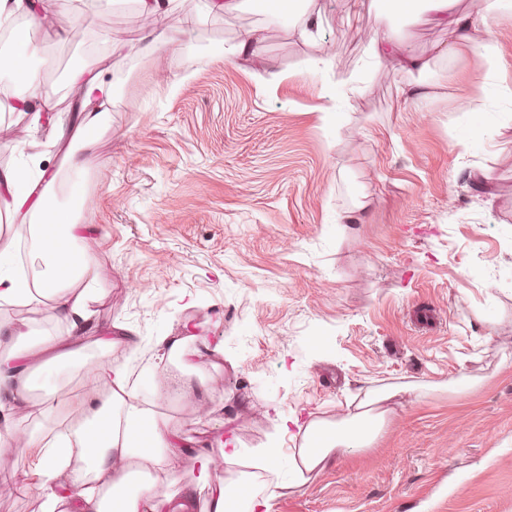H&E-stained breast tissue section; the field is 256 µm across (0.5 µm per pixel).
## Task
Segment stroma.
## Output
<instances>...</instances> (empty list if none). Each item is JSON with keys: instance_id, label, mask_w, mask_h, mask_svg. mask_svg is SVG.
Here are the masks:
<instances>
[{"instance_id": "stroma-1", "label": "stroma", "mask_w": 512, "mask_h": 512, "mask_svg": "<svg viewBox=\"0 0 512 512\" xmlns=\"http://www.w3.org/2000/svg\"><path fill=\"white\" fill-rule=\"evenodd\" d=\"M203 4L170 0L152 14L101 0L85 12L74 0L86 28L47 35L26 59L43 68L56 112L36 126L0 112L11 142L0 173L33 157L55 174L57 202L84 197L78 246L104 272L90 321L135 341L110 359L185 437L277 445L285 488L272 512H512V334L498 330L512 322V24L489 29L502 60L491 79L477 52L448 54L446 28L379 0H318L312 44L301 19L272 20L250 0L226 14ZM191 17L176 47L145 55L144 36ZM252 28L260 56L233 54ZM377 29L429 58L431 98L409 97L412 76L397 64L365 66ZM329 45L331 69L307 73ZM88 66L113 97L82 176L66 160L79 143L70 75ZM263 70L280 81L259 83ZM352 71L358 89L342 94L336 76ZM468 94L483 112L457 111ZM329 100L339 125L321 120ZM50 307L40 296L3 304L0 320L66 334ZM165 335L194 337L191 362L213 401L174 393L182 368L160 367L154 346ZM29 379L26 402L5 413L17 433L52 427L53 400L82 386L64 361ZM384 387L400 393L372 446L291 489L300 441L278 435L281 417L332 420ZM43 458L0 446V512H42ZM17 469L28 489L12 481Z\"/></svg>"}]
</instances>
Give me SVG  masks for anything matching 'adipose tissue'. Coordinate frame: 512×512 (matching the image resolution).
<instances>
[{"instance_id":"ef3b65f1","label":"adipose tissue","mask_w":512,"mask_h":512,"mask_svg":"<svg viewBox=\"0 0 512 512\" xmlns=\"http://www.w3.org/2000/svg\"><path fill=\"white\" fill-rule=\"evenodd\" d=\"M391 9L411 14L430 13L448 25L451 42L449 53L480 48L489 72H497L501 58L492 39L477 38L479 26L494 20L512 23V0H469L467 12L452 16L449 0H388ZM72 0H57L56 20H49L39 0H0V17L15 15L23 24L13 32L14 56L10 80L19 89L16 110L32 124L55 111L56 100L48 91L39 68L27 66L26 58L36 43L54 27L56 33L66 31ZM86 106L80 120L83 136L81 150L69 155V166L77 173L93 165L92 147L104 127L103 105L112 100V86L100 74L80 68L71 75ZM50 181L45 170L27 162L0 177V205L14 213L38 215L39 224L32 233L44 253L45 270L34 283L0 270V301L12 303L38 293L49 298L57 320L65 323L75 350H82L84 334L90 319L89 293L73 291L72 283L84 280L94 283L100 272L92 257L76 248L80 226L74 213L60 208L49 192ZM0 339L10 341L9 350L0 351V408L26 401L29 391L27 362L37 350L61 345L58 337L35 335L31 325L0 322ZM129 337L114 336L103 329L96 344L101 351L98 363L84 374L80 393L73 405L77 420L58 415V431L47 434L37 427L20 437L0 438V445L24 448L41 447L44 457L43 512H192L195 495L192 488L176 486L170 478V457L185 451L178 430L157 418L151 404L130 388L124 367L113 364L109 350L117 344H129ZM387 391L370 390L353 410L336 419H313L298 425L302 443L294 461V487L307 484L308 476L323 471L335 460L369 447L386 421L381 402L390 399ZM78 447L84 466L70 468L71 447ZM147 460L152 472L149 482L130 489L129 474L122 462Z\"/></svg>"}]
</instances>
